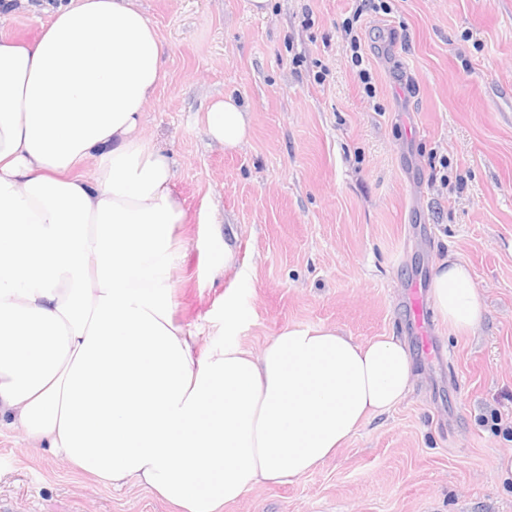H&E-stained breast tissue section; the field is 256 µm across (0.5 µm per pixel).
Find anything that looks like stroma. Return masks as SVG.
Segmentation results:
<instances>
[{"label": "stroma", "mask_w": 512, "mask_h": 512, "mask_svg": "<svg viewBox=\"0 0 512 512\" xmlns=\"http://www.w3.org/2000/svg\"><path fill=\"white\" fill-rule=\"evenodd\" d=\"M139 2L168 47L141 132L173 161L191 242L170 272L175 318L201 350L221 345L232 294L253 352L286 325H328L400 337L414 362L407 400L315 471L224 512H512V0H391L364 15L372 99L342 29L354 0H269L262 15L251 0ZM227 95L250 114L235 149L204 128ZM447 257L471 266L486 313L455 334L428 312L426 353L408 290ZM0 512L169 508L4 427Z\"/></svg>", "instance_id": "1"}]
</instances>
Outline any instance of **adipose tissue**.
<instances>
[{"instance_id": "1", "label": "adipose tissue", "mask_w": 512, "mask_h": 512, "mask_svg": "<svg viewBox=\"0 0 512 512\" xmlns=\"http://www.w3.org/2000/svg\"><path fill=\"white\" fill-rule=\"evenodd\" d=\"M165 55L137 0H58L32 42L0 38V427L175 512H223L336 454L408 397L414 364L400 338L317 325L253 355L230 295L221 347L175 321L186 210L170 157L137 134ZM249 129L232 97L206 113L226 148ZM430 297L453 332L484 318L464 261L437 264Z\"/></svg>"}]
</instances>
